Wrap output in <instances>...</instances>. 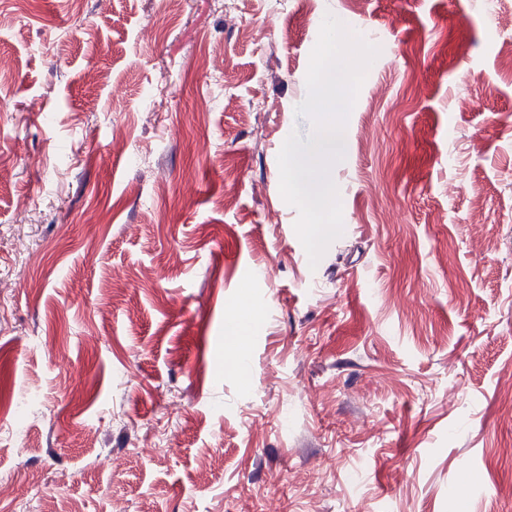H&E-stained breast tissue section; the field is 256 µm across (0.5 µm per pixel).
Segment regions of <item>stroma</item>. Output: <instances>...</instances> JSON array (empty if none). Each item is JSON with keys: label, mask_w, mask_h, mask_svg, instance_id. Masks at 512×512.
Returning a JSON list of instances; mask_svg holds the SVG:
<instances>
[{"label": "stroma", "mask_w": 512, "mask_h": 512, "mask_svg": "<svg viewBox=\"0 0 512 512\" xmlns=\"http://www.w3.org/2000/svg\"><path fill=\"white\" fill-rule=\"evenodd\" d=\"M329 14L379 54L313 267ZM508 43L512 0H0V512H512Z\"/></svg>", "instance_id": "35a3bbf8"}]
</instances>
